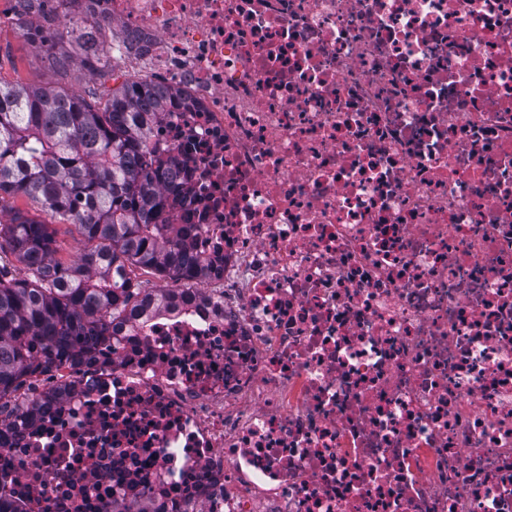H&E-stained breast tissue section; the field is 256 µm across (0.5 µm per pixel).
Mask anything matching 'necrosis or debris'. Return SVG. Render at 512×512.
Segmentation results:
<instances>
[{
	"label": "necrosis or debris",
	"instance_id": "4bbe7bcc",
	"mask_svg": "<svg viewBox=\"0 0 512 512\" xmlns=\"http://www.w3.org/2000/svg\"><path fill=\"white\" fill-rule=\"evenodd\" d=\"M183 97L202 288L0 421L16 512H512V0H51Z\"/></svg>",
	"mask_w": 512,
	"mask_h": 512
}]
</instances>
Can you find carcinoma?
Segmentation results:
<instances>
[{
	"label": "carcinoma",
	"mask_w": 512,
	"mask_h": 512,
	"mask_svg": "<svg viewBox=\"0 0 512 512\" xmlns=\"http://www.w3.org/2000/svg\"><path fill=\"white\" fill-rule=\"evenodd\" d=\"M56 35L41 37L45 63L61 79L74 64L53 52L71 37L80 65L94 74L111 63L94 33L56 18ZM179 89L129 80L103 100L48 87L0 82V203L25 195L50 221L0 219V250L25 271L0 266V415L34 416L11 399L27 378L82 362L115 336L145 304L175 303V288H145L133 269L175 282L202 281L207 265L191 254V228L174 223L171 158L151 146L155 122ZM70 222L95 247L63 264L55 258L50 222Z\"/></svg>",
	"instance_id": "cac0c4a2"
}]
</instances>
